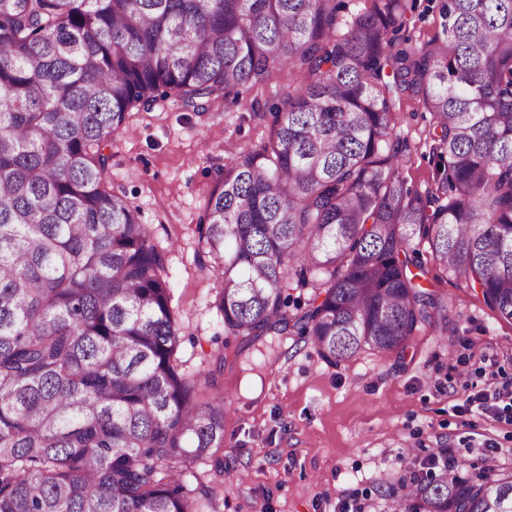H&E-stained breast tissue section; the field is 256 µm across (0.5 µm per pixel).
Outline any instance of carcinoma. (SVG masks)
Wrapping results in <instances>:
<instances>
[{
    "mask_svg": "<svg viewBox=\"0 0 512 512\" xmlns=\"http://www.w3.org/2000/svg\"><path fill=\"white\" fill-rule=\"evenodd\" d=\"M0 0V512H209L193 466L224 397L187 375L165 255L112 188L128 112L206 110L287 65L267 140L224 164L198 224L228 336L307 337L336 364L404 348L443 310L414 237L512 321V0H445L410 43L407 0ZM407 93L440 127L434 188L399 171ZM318 293L299 316L289 288ZM405 512H512V475H430Z\"/></svg>",
    "mask_w": 512,
    "mask_h": 512,
    "instance_id": "carcinoma-1",
    "label": "carcinoma"
}]
</instances>
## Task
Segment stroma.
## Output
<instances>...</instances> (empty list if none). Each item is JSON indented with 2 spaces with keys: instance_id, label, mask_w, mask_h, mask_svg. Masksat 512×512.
<instances>
[{
  "instance_id": "stroma-1",
  "label": "stroma",
  "mask_w": 512,
  "mask_h": 512,
  "mask_svg": "<svg viewBox=\"0 0 512 512\" xmlns=\"http://www.w3.org/2000/svg\"><path fill=\"white\" fill-rule=\"evenodd\" d=\"M414 4L408 34L421 45L442 32L441 0ZM297 86L283 68L242 89L238 102L220 98L205 112L161 99L151 110L129 112L128 133L107 147L115 191L166 256L178 367L220 373L218 455L246 480L224 485L217 512H339L352 493L373 512H398L401 478L429 474L441 454L461 462L465 475L512 474V422L459 409L483 386V354H496L501 381H512V321L447 273L427 241L413 245L427 271L425 288L448 305V326L424 327L403 350H366L331 365L304 336L225 335L215 307L221 281L197 226L225 161L266 140L272 107ZM393 117L405 146L400 172L413 191L426 192L434 117L407 97Z\"/></svg>"
}]
</instances>
